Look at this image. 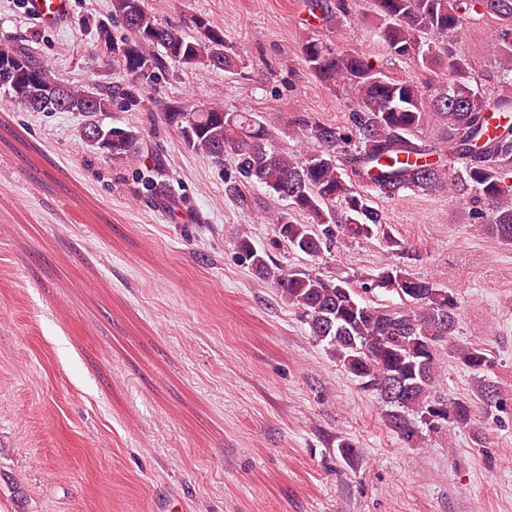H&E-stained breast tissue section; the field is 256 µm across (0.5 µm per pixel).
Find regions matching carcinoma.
Wrapping results in <instances>:
<instances>
[{"label":"carcinoma","mask_w":512,"mask_h":512,"mask_svg":"<svg viewBox=\"0 0 512 512\" xmlns=\"http://www.w3.org/2000/svg\"><path fill=\"white\" fill-rule=\"evenodd\" d=\"M378 20V44L387 54L414 59L431 73L445 71L424 84L387 75L372 57L341 50L320 35L303 39L300 66L330 89L350 86L353 104L347 124L335 126L309 116L297 126L309 142L299 156L276 148L272 128L252 111H234L221 103L165 106V124L175 128L184 145L216 163L229 156L224 194L242 210L257 207L254 188L265 189L271 204L262 212L274 232L273 243L318 258L343 239H371L387 224L373 197L394 199L405 192L436 193L448 189L470 206L475 223L501 242L512 244V0H372ZM305 11L328 32L351 19L349 0H304ZM112 22L129 37L119 40L106 24L96 26L98 44L127 78L123 87L107 82L65 85L23 44L0 45V89L6 102L36 112H78L85 117L81 135L98 129L93 147L115 160L137 158L147 146L144 132L132 126H102L97 115L120 100L128 110L142 108L141 79L155 70L199 66L241 73L234 45L224 29L203 16L183 25H162L145 0H111ZM496 20L490 52L502 65L497 90L475 84L474 69L460 46L469 21ZM42 83L58 88L55 97H32ZM95 98H89V95ZM448 131L447 140L430 143L418 136L429 113ZM498 117L494 132L487 121ZM461 163L455 167L447 156ZM287 202L278 208L274 203ZM394 260L374 278L327 276L302 267L273 268L266 253L246 237L237 241L239 259L258 278L273 282L309 327L310 336L361 389L376 393L387 406L389 429L407 445L424 433H438L453 419L471 424L473 406L436 395L437 361L444 343L455 334L460 317L457 295L414 275L404 242L388 233ZM382 292L390 299L376 298ZM452 357L479 377L481 400L496 402V385L487 377L486 349L459 346ZM403 388L391 397L383 386Z\"/></svg>","instance_id":"obj_1"}]
</instances>
